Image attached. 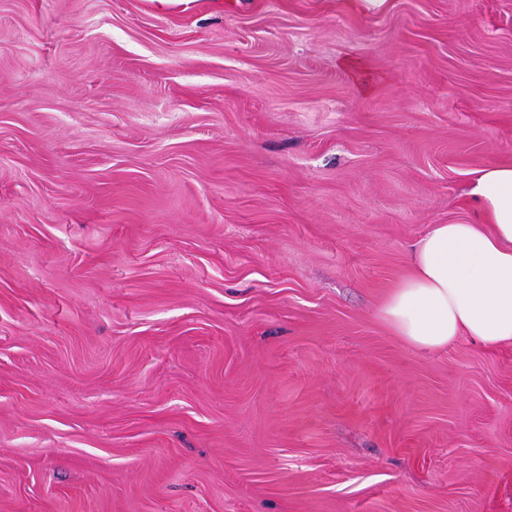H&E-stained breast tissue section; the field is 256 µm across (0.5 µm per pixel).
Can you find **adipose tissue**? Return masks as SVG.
<instances>
[{
	"mask_svg": "<svg viewBox=\"0 0 512 512\" xmlns=\"http://www.w3.org/2000/svg\"><path fill=\"white\" fill-rule=\"evenodd\" d=\"M469 194L476 221L433 225L379 311L419 350L463 337L486 348L512 343V163L476 170Z\"/></svg>",
	"mask_w": 512,
	"mask_h": 512,
	"instance_id": "adipose-tissue-1",
	"label": "adipose tissue"
}]
</instances>
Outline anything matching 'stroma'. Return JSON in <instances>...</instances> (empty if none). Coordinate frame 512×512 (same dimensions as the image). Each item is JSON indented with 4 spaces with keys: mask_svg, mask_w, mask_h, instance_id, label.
Listing matches in <instances>:
<instances>
[{
    "mask_svg": "<svg viewBox=\"0 0 512 512\" xmlns=\"http://www.w3.org/2000/svg\"><path fill=\"white\" fill-rule=\"evenodd\" d=\"M0 0V512H512V344L377 310L512 163V0Z\"/></svg>",
    "mask_w": 512,
    "mask_h": 512,
    "instance_id": "obj_1",
    "label": "stroma"
}]
</instances>
